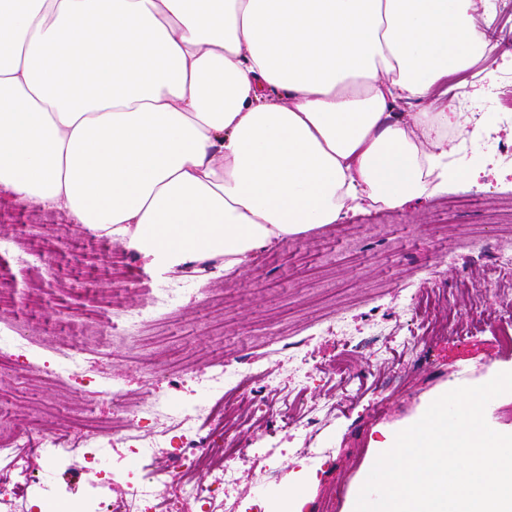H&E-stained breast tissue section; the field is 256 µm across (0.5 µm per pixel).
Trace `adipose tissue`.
Wrapping results in <instances>:
<instances>
[{
    "label": "adipose tissue",
    "instance_id": "obj_1",
    "mask_svg": "<svg viewBox=\"0 0 512 512\" xmlns=\"http://www.w3.org/2000/svg\"><path fill=\"white\" fill-rule=\"evenodd\" d=\"M476 0H0V192L149 265L447 193L481 124L425 103L498 49ZM403 101L423 111L400 112Z\"/></svg>",
    "mask_w": 512,
    "mask_h": 512
}]
</instances>
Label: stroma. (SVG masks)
Instances as JSON below:
<instances>
[{"label":"stroma","instance_id":"1","mask_svg":"<svg viewBox=\"0 0 512 512\" xmlns=\"http://www.w3.org/2000/svg\"><path fill=\"white\" fill-rule=\"evenodd\" d=\"M486 83L470 88L464 118L484 119L512 143L502 121V96H512V68L500 56L480 59ZM477 182L404 207L367 209L339 224L273 242L243 270L216 259L173 274L130 249L118 260L111 237L75 224L67 212L0 194V280L10 299L0 310V336L34 343L0 373V413L33 438L82 440L95 433L106 453L97 464L110 496L124 492L132 462L112 423L151 396L209 413L203 435L221 430L246 455L227 497L214 512H288L277 492L302 483L301 512H348L378 429L414 416L421 400L443 385L483 380L512 365L499 340V309L512 302V275L496 264L512 251V168L493 160L482 141L464 147ZM46 224L63 242L35 269L23 263L30 225ZM179 289L140 335L112 350L116 314L139 307L149 290ZM413 306H406V298ZM420 343L405 354L404 337ZM82 351L85 367L65 371L57 351ZM221 360L234 375L212 391L200 369ZM39 372H31V365ZM123 391L113 400V387ZM327 406L315 424L285 427L291 408ZM312 448L303 460L295 448ZM30 470L47 487L85 494L80 468L49 469L29 448L14 470Z\"/></svg>","mask_w":512,"mask_h":512}]
</instances>
